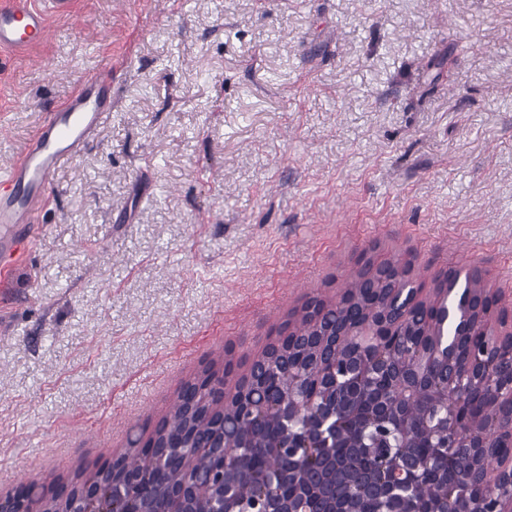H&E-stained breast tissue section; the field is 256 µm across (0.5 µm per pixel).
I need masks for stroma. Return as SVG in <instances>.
<instances>
[{
	"label": "stroma",
	"mask_w": 512,
	"mask_h": 512,
	"mask_svg": "<svg viewBox=\"0 0 512 512\" xmlns=\"http://www.w3.org/2000/svg\"><path fill=\"white\" fill-rule=\"evenodd\" d=\"M0 51V164L109 67L26 281L0 271V494L130 453L180 388L234 390L362 256L512 301V0H75Z\"/></svg>",
	"instance_id": "obj_1"
}]
</instances>
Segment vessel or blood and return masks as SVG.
<instances>
[{"instance_id": "obj_1", "label": "vessel or blood", "mask_w": 512, "mask_h": 512, "mask_svg": "<svg viewBox=\"0 0 512 512\" xmlns=\"http://www.w3.org/2000/svg\"><path fill=\"white\" fill-rule=\"evenodd\" d=\"M73 8V0H0V49L27 52L43 44L49 15ZM111 109L112 71L106 67L47 113L21 157L0 168V266L13 267L34 239L57 173L81 156Z\"/></svg>"}]
</instances>
